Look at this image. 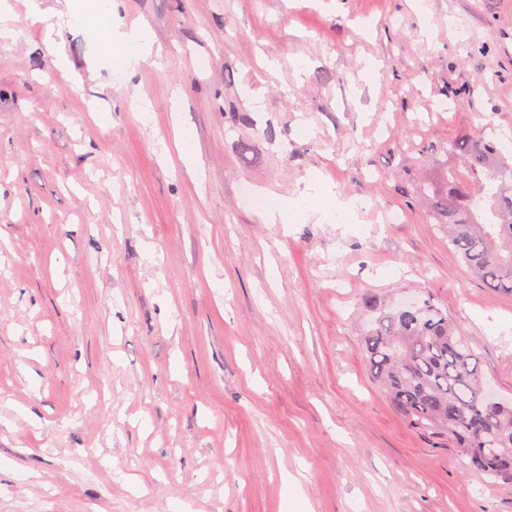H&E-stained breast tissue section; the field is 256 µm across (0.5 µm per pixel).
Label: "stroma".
<instances>
[{
	"label": "stroma",
	"mask_w": 512,
	"mask_h": 512,
	"mask_svg": "<svg viewBox=\"0 0 512 512\" xmlns=\"http://www.w3.org/2000/svg\"><path fill=\"white\" fill-rule=\"evenodd\" d=\"M27 2L0 40V512H512L360 349L366 296L425 294L512 399V296L415 194L449 139L512 137V0H119L167 56L119 82ZM315 171L351 223L296 210ZM257 197L262 200L261 215L269 224H288V210L279 202H274V195L260 191Z\"/></svg>",
	"instance_id": "1"
}]
</instances>
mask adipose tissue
I'll return each instance as SVG.
<instances>
[{
  "mask_svg": "<svg viewBox=\"0 0 512 512\" xmlns=\"http://www.w3.org/2000/svg\"><path fill=\"white\" fill-rule=\"evenodd\" d=\"M113 0H65L47 30L56 26L80 24L97 46L99 54L111 57L116 68L126 71L135 68L152 53V44L143 27L134 25L123 30L108 25Z\"/></svg>",
  "mask_w": 512,
  "mask_h": 512,
  "instance_id": "1",
  "label": "adipose tissue"
}]
</instances>
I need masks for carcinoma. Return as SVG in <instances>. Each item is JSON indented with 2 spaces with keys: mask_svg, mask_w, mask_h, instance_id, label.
<instances>
[{
  "mask_svg": "<svg viewBox=\"0 0 512 512\" xmlns=\"http://www.w3.org/2000/svg\"><path fill=\"white\" fill-rule=\"evenodd\" d=\"M428 219L484 284L512 295V162L495 136L448 140L445 160L419 188ZM370 373L411 429L446 440L489 485L512 483V400L484 385L476 357L429 298L363 300Z\"/></svg>",
  "mask_w": 512,
  "mask_h": 512,
  "instance_id": "1",
  "label": "carcinoma"
}]
</instances>
